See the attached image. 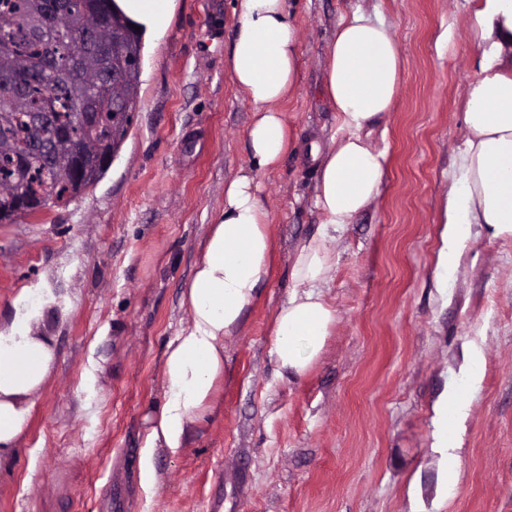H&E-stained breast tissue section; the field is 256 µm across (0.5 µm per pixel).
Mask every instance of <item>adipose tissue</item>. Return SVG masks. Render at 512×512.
<instances>
[{
    "mask_svg": "<svg viewBox=\"0 0 512 512\" xmlns=\"http://www.w3.org/2000/svg\"><path fill=\"white\" fill-rule=\"evenodd\" d=\"M145 31L164 27L174 0H116ZM239 20L227 71L254 108L248 144L259 167L272 168L288 151L280 103L296 89L298 38L286 0H239ZM473 42L478 78L464 106L468 136L459 152L458 175L444 207L436 286L447 293L459 251L482 225L496 237H512V0H478ZM404 59L390 27L361 11L341 19L329 48L322 88L339 118L335 147L311 144L318 164L317 232L295 247L291 290L274 317L270 355L279 371L300 377L318 359L336 315L321 286L336 264L337 233L379 194L386 154L369 141L379 119L399 99ZM273 256L268 215L256 178L242 174L224 188V207L203 242L202 255L181 297L190 321L165 352V403L148 434L150 451L177 455L189 428L206 412L224 371V338L240 324L258 296ZM43 294L25 290L16 314L0 326V460L13 457L32 409L57 360L54 340L33 332ZM483 377L482 354L467 352L463 375L434 407L433 449L447 455L454 429L466 415V396Z\"/></svg>",
    "mask_w": 512,
    "mask_h": 512,
    "instance_id": "obj_1",
    "label": "adipose tissue"
}]
</instances>
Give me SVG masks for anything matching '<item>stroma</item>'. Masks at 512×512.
<instances>
[{"label":"stroma","instance_id":"obj_1","mask_svg":"<svg viewBox=\"0 0 512 512\" xmlns=\"http://www.w3.org/2000/svg\"><path fill=\"white\" fill-rule=\"evenodd\" d=\"M297 88L280 110L288 152L256 170L251 103L224 62L238 0H176L143 41L138 106L104 176L69 202L0 224V321L15 297L54 302L34 332L57 361L34 396L18 453L0 462V512H512V237L474 228L447 294L435 286L442 208L478 77L465 0H288ZM388 24L405 60L394 111L370 141L379 194L332 243L322 292L336 313L301 377L278 375L273 320L296 244L314 234L317 165L336 112L322 99L343 17ZM452 30L450 41L441 38ZM255 171L276 251L260 295L224 339V373L175 457L140 483L148 419L164 401L167 345L188 323L182 292L226 183ZM479 347L462 445L432 450V405ZM458 474L441 486V468Z\"/></svg>","mask_w":512,"mask_h":512}]
</instances>
